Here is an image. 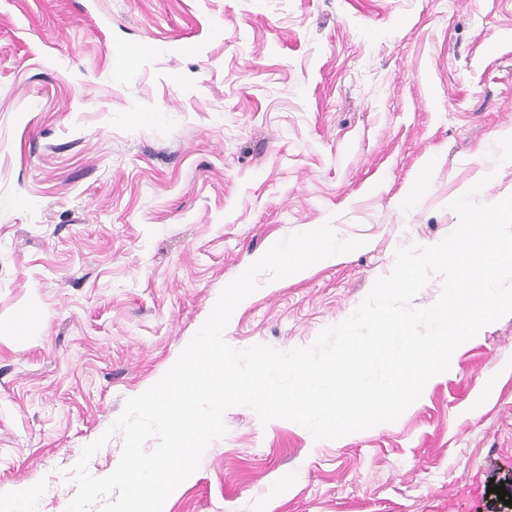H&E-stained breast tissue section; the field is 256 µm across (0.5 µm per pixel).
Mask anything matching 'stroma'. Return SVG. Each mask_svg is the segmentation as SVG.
Here are the masks:
<instances>
[{
	"instance_id": "stroma-1",
	"label": "stroma",
	"mask_w": 512,
	"mask_h": 512,
	"mask_svg": "<svg viewBox=\"0 0 512 512\" xmlns=\"http://www.w3.org/2000/svg\"><path fill=\"white\" fill-rule=\"evenodd\" d=\"M512 0H0V497L67 478L221 291L283 237L362 247L269 280L225 341L341 323L398 248L512 194ZM36 316L27 325V316ZM165 512H496L512 475V314L398 420L336 440L224 414Z\"/></svg>"
}]
</instances>
